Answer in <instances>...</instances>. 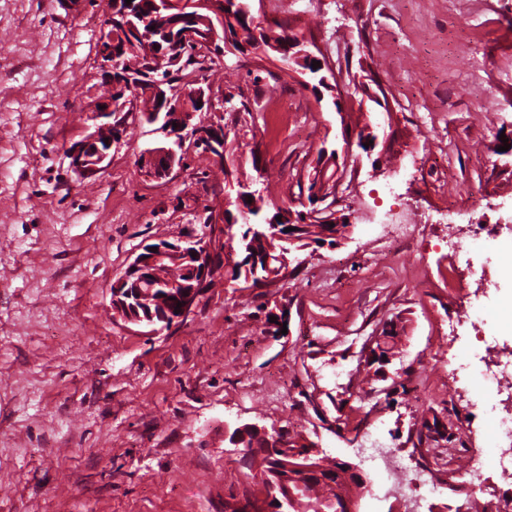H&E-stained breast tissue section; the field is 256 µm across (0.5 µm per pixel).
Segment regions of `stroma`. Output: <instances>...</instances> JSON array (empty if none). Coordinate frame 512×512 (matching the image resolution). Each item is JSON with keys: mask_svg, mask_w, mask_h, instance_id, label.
<instances>
[{"mask_svg": "<svg viewBox=\"0 0 512 512\" xmlns=\"http://www.w3.org/2000/svg\"><path fill=\"white\" fill-rule=\"evenodd\" d=\"M104 8L0 0V512H231L252 470L226 435L276 422L364 471L378 493L359 512L408 508L380 488L372 442L405 458L419 512H501L510 476L451 489L467 451L489 453L491 416L453 368L476 351L470 302L512 290V254L488 245L450 271L448 227L427 218L472 194L458 229L512 225V0H252L335 65L367 63L402 145L388 166L363 155L336 246L295 252L273 287L218 284L158 335L113 321L110 284L143 245L200 232L215 187L193 149L167 185L145 179L138 156L161 139L147 124L99 179L69 169ZM202 75L230 97L225 167L283 207L319 148L342 149L341 113L386 121L274 60L229 54ZM282 306L283 334L264 325Z\"/></svg>", "mask_w": 512, "mask_h": 512, "instance_id": "1", "label": "stroma"}]
</instances>
